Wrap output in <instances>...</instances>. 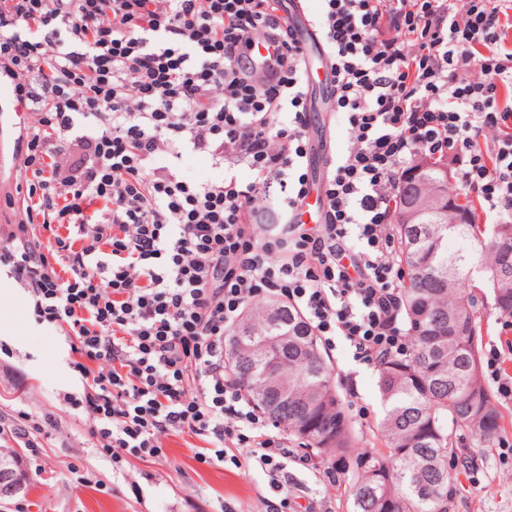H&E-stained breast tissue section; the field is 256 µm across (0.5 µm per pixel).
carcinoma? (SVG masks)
<instances>
[{"label": "carcinoma", "instance_id": "cac0c4a2", "mask_svg": "<svg viewBox=\"0 0 512 512\" xmlns=\"http://www.w3.org/2000/svg\"><path fill=\"white\" fill-rule=\"evenodd\" d=\"M413 172L466 223L436 212L394 224L409 350L377 369L383 447H368L353 425L318 336L292 306L277 298L251 305L224 336V359L245 398L307 453L330 458L347 512H454L459 445L469 435L489 447L501 430L494 397L477 382L481 339L470 268L482 264L494 309L512 318V275L492 279L512 224L483 229L474 202L460 204L449 190L448 164L427 162ZM450 239L462 247L448 251Z\"/></svg>", "mask_w": 512, "mask_h": 512}]
</instances>
